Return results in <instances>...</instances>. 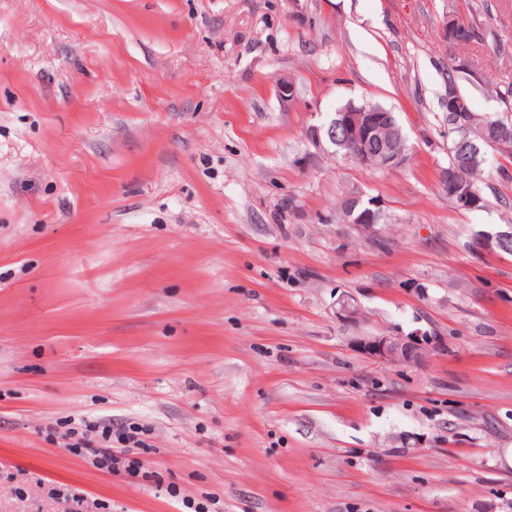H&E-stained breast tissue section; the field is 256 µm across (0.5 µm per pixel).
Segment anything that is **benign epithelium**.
I'll return each mask as SVG.
<instances>
[{
	"label": "benign epithelium",
	"instance_id": "1",
	"mask_svg": "<svg viewBox=\"0 0 512 512\" xmlns=\"http://www.w3.org/2000/svg\"><path fill=\"white\" fill-rule=\"evenodd\" d=\"M448 110L458 113L454 122L460 135V152L456 169L439 171L438 183L448 198L460 209L473 210L482 203L481 196L459 178L461 168L478 164L482 147L497 146L501 125L488 123L478 132L479 140L471 137L473 126L465 112L468 107L458 92L448 88ZM306 138L322 152H342L361 166L393 171L408 159L406 139L393 112L374 104L348 102L326 120L307 127ZM346 221L360 236L374 235L381 220V209L375 201L362 205V197H350ZM512 241V226L495 232L477 234L471 249L477 253L503 250ZM363 311L358 301L344 294L336 301V317L350 324L358 323ZM352 343L370 359L385 366L419 365L429 350L428 345L399 336L363 335L352 337Z\"/></svg>",
	"mask_w": 512,
	"mask_h": 512
}]
</instances>
